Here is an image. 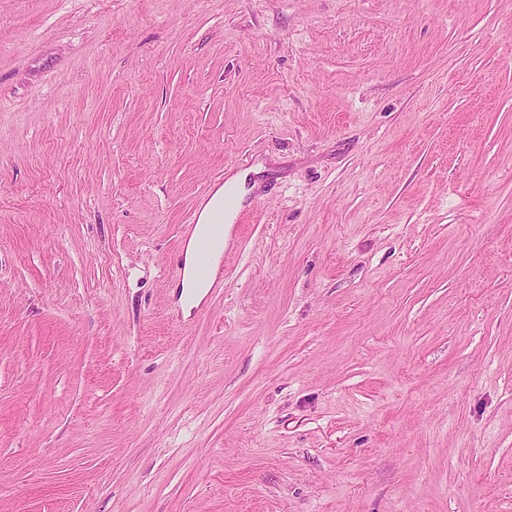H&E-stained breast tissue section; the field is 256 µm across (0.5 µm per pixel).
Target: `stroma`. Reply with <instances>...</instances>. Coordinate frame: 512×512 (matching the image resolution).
<instances>
[{"label":"stroma","instance_id":"35a3bbf8","mask_svg":"<svg viewBox=\"0 0 512 512\" xmlns=\"http://www.w3.org/2000/svg\"><path fill=\"white\" fill-rule=\"evenodd\" d=\"M0 512H512V0H0ZM249 177V171L240 174H234L228 176L226 184L223 186H219L215 189L211 197L203 204L200 215H199V224H211V216L213 211L224 202V193L226 188H231L235 190L240 199L244 197L247 193L245 189L247 179ZM195 259V235H193L189 240H187V243L184 248V276L181 279L180 283L175 287L181 288L178 300L180 302V306L184 316H188L193 307L198 306V304L201 302L207 291V288H202L198 291L197 295L193 300H189L187 298V288H192L191 274L195 264ZM222 246L223 242L213 235H200L195 278L198 282L205 283L210 290L221 288L224 285L223 269L220 268L216 274H213L211 270L212 255L218 247Z\"/></svg>","mask_w":512,"mask_h":512}]
</instances>
